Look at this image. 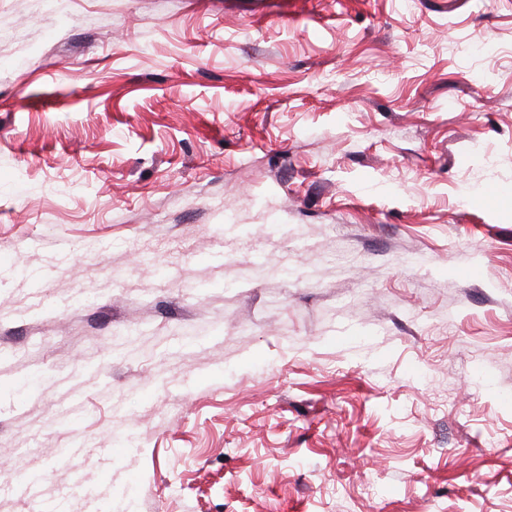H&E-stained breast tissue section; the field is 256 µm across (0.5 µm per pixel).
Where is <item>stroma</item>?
Wrapping results in <instances>:
<instances>
[{
	"instance_id": "1",
	"label": "stroma",
	"mask_w": 512,
	"mask_h": 512,
	"mask_svg": "<svg viewBox=\"0 0 512 512\" xmlns=\"http://www.w3.org/2000/svg\"><path fill=\"white\" fill-rule=\"evenodd\" d=\"M0 512H512V0H0Z\"/></svg>"
}]
</instances>
